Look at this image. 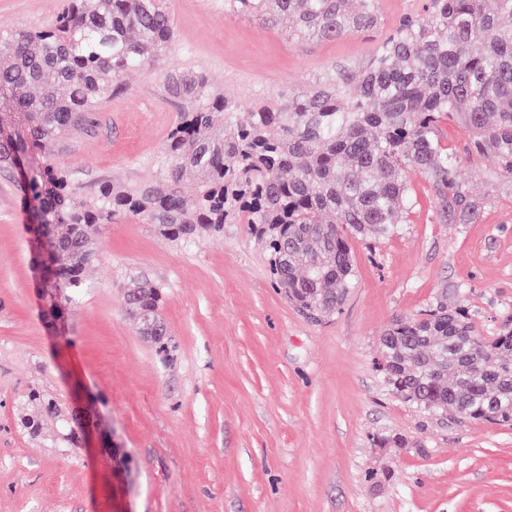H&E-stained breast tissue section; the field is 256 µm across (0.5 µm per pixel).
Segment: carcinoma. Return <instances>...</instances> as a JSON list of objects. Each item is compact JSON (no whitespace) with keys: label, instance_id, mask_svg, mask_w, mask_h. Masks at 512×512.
I'll list each match as a JSON object with an SVG mask.
<instances>
[{"label":"carcinoma","instance_id":"carcinoma-1","mask_svg":"<svg viewBox=\"0 0 512 512\" xmlns=\"http://www.w3.org/2000/svg\"><path fill=\"white\" fill-rule=\"evenodd\" d=\"M224 15L272 26L288 19V38L298 41L381 25L380 0H224ZM174 38L166 0H68L40 30L0 32V166L27 165L20 191L29 232L52 229L42 283L55 320L79 299L102 227L122 217L186 244L251 224L284 297L312 320L334 316L353 286L350 239L397 233L415 205L413 177L429 179L448 223L479 219L484 199L457 176V157L439 136L445 120L464 125L468 152L493 156L492 180L512 186V0L491 9L487 0H423L364 70L336 71L245 120L204 71L168 61ZM140 68L162 70L181 103L157 175L135 187L101 182L84 196L52 146ZM162 299L156 285L127 289L142 335H167ZM380 347L396 395L429 412L512 426L511 325L483 337L465 308L440 301L393 320ZM33 404L58 420L63 447L81 448V426L38 388L19 408L29 433L39 429Z\"/></svg>","mask_w":512,"mask_h":512}]
</instances>
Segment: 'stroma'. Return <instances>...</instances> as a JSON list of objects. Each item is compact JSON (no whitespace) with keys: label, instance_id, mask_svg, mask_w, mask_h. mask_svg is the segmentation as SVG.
I'll return each instance as SVG.
<instances>
[{"label":"stroma","instance_id":"1","mask_svg":"<svg viewBox=\"0 0 512 512\" xmlns=\"http://www.w3.org/2000/svg\"><path fill=\"white\" fill-rule=\"evenodd\" d=\"M64 0H0V31L45 27ZM172 63L208 73L242 111L335 70H363L378 38L294 42L284 29L228 16L224 0H168ZM88 123L53 146L83 192L152 179L177 107L155 70L127 73ZM443 144L485 199L472 224L440 221L429 181L399 232L350 247L354 285L315 321L276 288L249 225L181 245L130 218L105 225L79 301L50 323L36 286L18 181L0 171V512H512V426L432 416L394 394L380 337L434 300L468 306L478 332L512 321V192L491 157L470 158L467 131ZM163 290V344L147 341L124 291ZM100 420L93 448H60L18 423L31 387ZM398 434L408 445L381 448Z\"/></svg>","mask_w":512,"mask_h":512}]
</instances>
